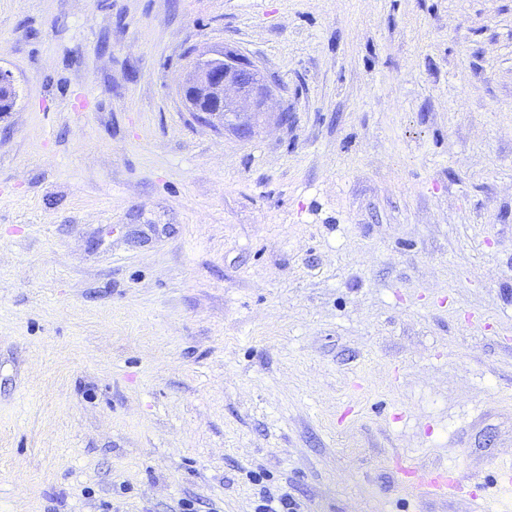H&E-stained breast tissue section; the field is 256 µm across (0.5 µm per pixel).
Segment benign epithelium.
Here are the masks:
<instances>
[{"label": "benign epithelium", "mask_w": 512, "mask_h": 512, "mask_svg": "<svg viewBox=\"0 0 512 512\" xmlns=\"http://www.w3.org/2000/svg\"><path fill=\"white\" fill-rule=\"evenodd\" d=\"M190 70L194 81L184 80L181 88L196 84L207 107L199 109L196 97L186 95L189 108L217 131L230 129L240 137L251 136L272 98V88L261 69L238 53L226 52L216 61L210 53L202 52L194 57Z\"/></svg>", "instance_id": "benign-epithelium-1"}]
</instances>
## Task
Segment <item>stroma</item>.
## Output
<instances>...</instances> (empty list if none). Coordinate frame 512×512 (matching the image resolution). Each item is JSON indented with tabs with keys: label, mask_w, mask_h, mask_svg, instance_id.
Masks as SVG:
<instances>
[{
	"label": "stroma",
	"mask_w": 512,
	"mask_h": 512,
	"mask_svg": "<svg viewBox=\"0 0 512 512\" xmlns=\"http://www.w3.org/2000/svg\"><path fill=\"white\" fill-rule=\"evenodd\" d=\"M0 69V512H512V0H0ZM221 55V60L215 61L210 53L202 52L190 67L196 86L201 88L195 90L207 101L206 109L199 110L195 96L183 95L184 89L193 85L189 77L181 84L182 95L192 112L215 130L230 129L240 137H250L259 117L267 112L272 88L250 59L234 52ZM400 472L406 485L425 487L435 495H445L448 489L462 490L465 485V479L457 468L448 472V469L417 470L407 467L401 468Z\"/></svg>",
	"instance_id": "stroma-1"
}]
</instances>
